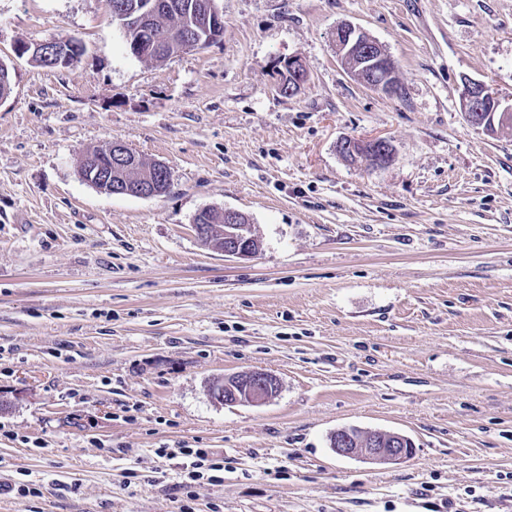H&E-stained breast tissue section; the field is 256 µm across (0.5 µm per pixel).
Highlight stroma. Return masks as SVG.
Instances as JSON below:
<instances>
[{"label":"stroma","instance_id":"1","mask_svg":"<svg viewBox=\"0 0 512 512\" xmlns=\"http://www.w3.org/2000/svg\"><path fill=\"white\" fill-rule=\"evenodd\" d=\"M224 36L131 55L107 0H0V512H179L178 459L223 456L196 512H512V115L465 119L462 78L512 104V0H217ZM350 22L404 87L338 60ZM79 40L67 68L19 43ZM309 74L278 95L284 60ZM344 137H384L386 167ZM122 139L168 194L79 174ZM249 216L250 259L203 244ZM263 369L261 406L212 383ZM400 432L403 464L337 455L339 428ZM139 480L125 479L128 470ZM40 494L22 499L11 483ZM337 153L346 161L355 163L361 156L371 153L376 155V166L387 165L393 156V147L387 139H361L345 137L336 143ZM204 212L210 213L214 218L213 223L215 224H197V216L193 224V228L196 236L200 240H206L207 244L213 248L224 252V256L248 259L254 255L253 244L258 242L256 237L253 235L248 237L246 226L248 224H238L239 210L224 207H213L207 208ZM224 223V224H222ZM217 232L219 236L218 242L210 241L212 234Z\"/></svg>","mask_w":512,"mask_h":512}]
</instances>
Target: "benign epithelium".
<instances>
[{
  "label": "benign epithelium",
  "instance_id": "1",
  "mask_svg": "<svg viewBox=\"0 0 512 512\" xmlns=\"http://www.w3.org/2000/svg\"><path fill=\"white\" fill-rule=\"evenodd\" d=\"M336 53L341 63L363 84L393 95L397 82L387 71L389 56L381 44L352 23L336 27ZM81 44L70 39H58L42 44L25 43L15 48L18 55H27L45 61L53 68L68 67L78 58ZM281 77L288 78V95L298 93L308 79L302 62L288 59ZM461 105L469 123L488 130L495 127V115L501 102L482 81L465 77L462 80ZM337 153L354 163L361 156L376 155V165H387L393 156L390 141L384 138L361 139L345 137L336 142ZM83 164L88 171V183L96 189L113 195L155 197L160 186L169 182V168L156 163L157 180L138 176L133 180L128 174L137 169V159L131 157L127 145L115 138L105 154L89 149L84 153ZM214 218L212 224H193L196 236L224 253L226 257L248 259L254 255L256 237L248 236L246 225L239 223L240 211L232 208L205 209ZM280 388L279 379L263 369H254L219 380L211 391L214 401L226 406L263 405L272 400ZM333 450L344 457L372 463H401L411 458V440L395 432L344 427L332 435Z\"/></svg>",
  "mask_w": 512,
  "mask_h": 512
}]
</instances>
